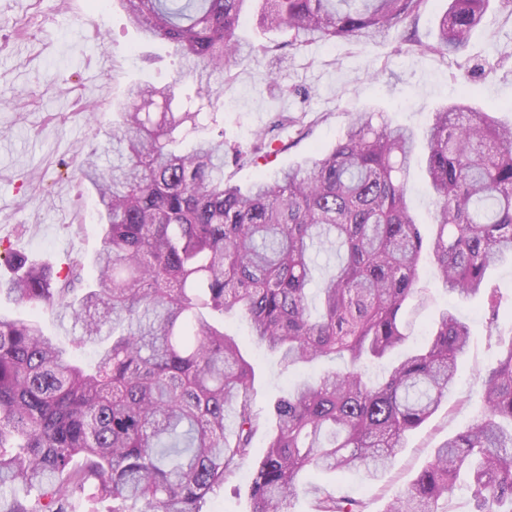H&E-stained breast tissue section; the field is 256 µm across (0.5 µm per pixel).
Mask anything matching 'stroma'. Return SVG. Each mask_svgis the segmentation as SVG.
Masks as SVG:
<instances>
[{
	"instance_id": "obj_1",
	"label": "stroma",
	"mask_w": 512,
	"mask_h": 512,
	"mask_svg": "<svg viewBox=\"0 0 512 512\" xmlns=\"http://www.w3.org/2000/svg\"><path fill=\"white\" fill-rule=\"evenodd\" d=\"M447 3L428 0L416 20L366 46L339 40L289 50L280 79L297 92L286 98L260 78L268 59L241 69L224 91L233 103L223 114L226 141L253 146L257 132L282 111L302 116L304 128L283 130L279 151L269 161L226 166L231 181L248 187L260 174L333 146L353 113L365 108L422 132L435 109L466 95L475 106L511 123L506 106L512 103V11L498 0L463 54L402 49L404 31L434 41L437 19ZM179 70L168 46L144 40L117 0H0V137L9 142L0 150V273H6L11 253L47 260L58 268L70 255H95L100 234L94 195L75 167L91 148L104 145L128 84H164L177 78ZM89 108L97 115V125L86 119ZM418 272V285L430 297L428 306L417 308L412 317L410 333L420 339L448 296L429 260L420 261ZM490 285L502 298L496 338L488 336L480 301L455 304L470 325L471 337L447 401L406 435L392 466L377 482H365L355 472L330 476L331 485L363 498L368 512H384L389 499L409 488L435 448L471 422L482 394L478 367L494 358L499 345L512 341L511 262L492 270ZM224 330L254 367L259 408H269L292 384L329 367L322 360L282 370L276 356L252 341L244 319H225ZM252 471V464H245L232 483L212 494L207 512H250Z\"/></svg>"
}]
</instances>
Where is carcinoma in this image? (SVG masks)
<instances>
[{"instance_id":"cac0c4a2","label":"carcinoma","mask_w":512,"mask_h":512,"mask_svg":"<svg viewBox=\"0 0 512 512\" xmlns=\"http://www.w3.org/2000/svg\"><path fill=\"white\" fill-rule=\"evenodd\" d=\"M144 37L163 40L195 95L220 109L234 69L283 46L238 36L249 0H120ZM257 25L286 30L300 50L336 39L365 43L416 18L425 0H262ZM490 0H448L436 39L409 48L458 55ZM179 80L135 84L103 147L79 168L95 191L102 246L65 272L17 254L0 294L58 308L82 329L66 352L36 317L0 311V512H205L271 428L248 485L251 512H288L301 494L316 512H366L364 502L312 482L313 471L356 470L373 483L405 435L447 398L470 339L447 306L427 339L379 376L367 366L410 339L407 307L424 306L423 255L445 292L478 299L496 329L488 272L512 257V124L466 99L433 113L424 134L360 111L327 150L243 189L224 176L273 153L224 141L213 121L177 101ZM156 105L160 112H150ZM434 221L416 220L408 174L419 140ZM244 314L252 336L288 370L342 365L295 385L268 414L253 368L220 318ZM98 346L96 369L81 346ZM482 406L435 449L407 493L384 512H447L460 475L469 512H512V341L478 369Z\"/></svg>"}]
</instances>
